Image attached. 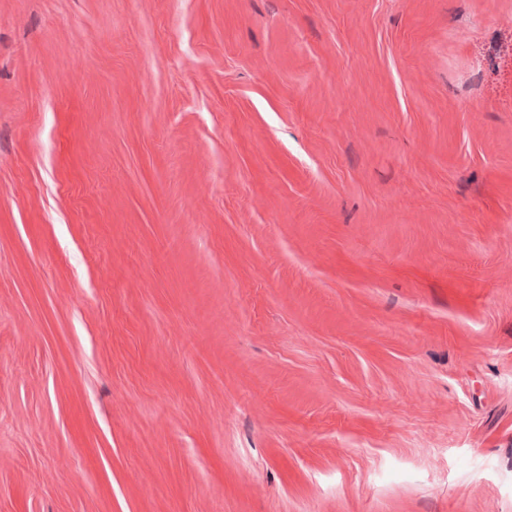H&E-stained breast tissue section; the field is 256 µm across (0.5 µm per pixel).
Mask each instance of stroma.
Instances as JSON below:
<instances>
[{
    "label": "stroma",
    "instance_id": "35a3bbf8",
    "mask_svg": "<svg viewBox=\"0 0 512 512\" xmlns=\"http://www.w3.org/2000/svg\"><path fill=\"white\" fill-rule=\"evenodd\" d=\"M0 512H512V0H0Z\"/></svg>",
    "mask_w": 512,
    "mask_h": 512
}]
</instances>
